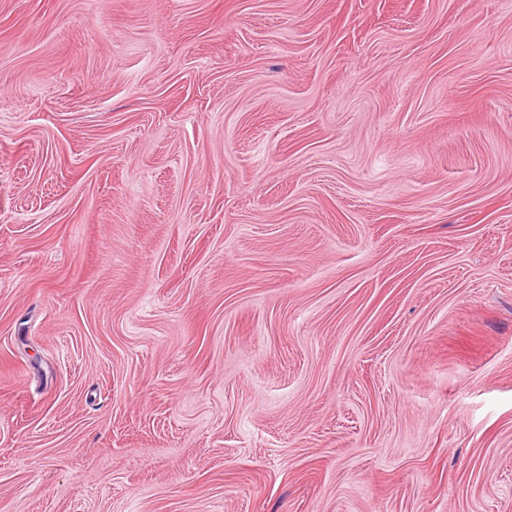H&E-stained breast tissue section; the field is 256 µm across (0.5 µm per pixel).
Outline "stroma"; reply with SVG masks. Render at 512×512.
Returning a JSON list of instances; mask_svg holds the SVG:
<instances>
[{"label": "stroma", "mask_w": 512, "mask_h": 512, "mask_svg": "<svg viewBox=\"0 0 512 512\" xmlns=\"http://www.w3.org/2000/svg\"><path fill=\"white\" fill-rule=\"evenodd\" d=\"M0 512H512V0H0Z\"/></svg>", "instance_id": "stroma-1"}]
</instances>
